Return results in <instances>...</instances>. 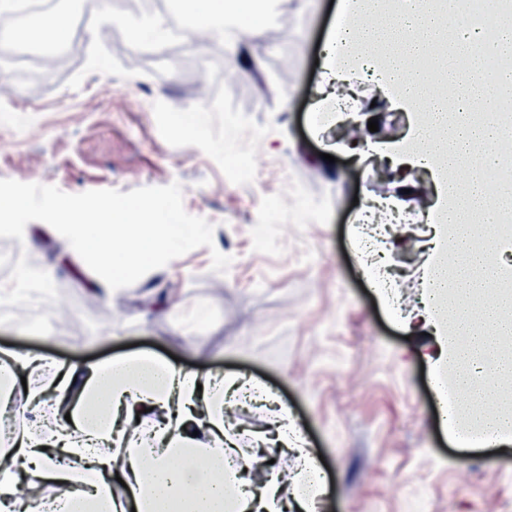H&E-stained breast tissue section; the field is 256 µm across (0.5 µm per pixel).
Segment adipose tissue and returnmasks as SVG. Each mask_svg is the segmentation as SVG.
Here are the masks:
<instances>
[{"mask_svg": "<svg viewBox=\"0 0 512 512\" xmlns=\"http://www.w3.org/2000/svg\"><path fill=\"white\" fill-rule=\"evenodd\" d=\"M271 0H195L188 18L199 31L233 29L238 40L259 34ZM452 0H350L351 23L339 51L323 62L325 98H349L353 74L369 68L382 91L413 116L410 133L386 148L395 172H428L435 202L426 209L431 263L419 315L434 329L437 370L459 398L454 429L478 430L487 446L512 445V402L489 409L484 397L512 398V226L493 192L468 167L512 159V130L497 112L512 99V64L496 80L481 77L483 60L505 56L512 25L483 41L477 28L449 26ZM45 232L66 237L78 257L97 261L99 295L111 298L130 274L159 264L185 245L184 225L166 224L161 207L139 204L129 224L109 203L64 207L47 200ZM232 376L198 372L149 354L55 365L46 389L70 420L51 430L23 431L0 453V506L18 503L20 487L42 493L51 512H283L282 487L270 473L240 480L224 430ZM43 389V390H46ZM43 390L34 389L31 399ZM123 480L122 495L112 486ZM84 489L66 493L68 484Z\"/></svg>", "mask_w": 512, "mask_h": 512, "instance_id": "1", "label": "adipose tissue"}]
</instances>
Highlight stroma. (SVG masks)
<instances>
[{
	"mask_svg": "<svg viewBox=\"0 0 512 512\" xmlns=\"http://www.w3.org/2000/svg\"><path fill=\"white\" fill-rule=\"evenodd\" d=\"M117 22L96 40L68 33L70 52L44 71L0 45V197L22 196L27 223L54 199L163 205L172 224L195 227L166 263L128 276L107 301L63 237L0 234L51 293L19 295L0 320V349L67 363L136 352L177 357L200 373L238 375L275 393L239 405L249 439L289 423L325 472L318 512H512V448H460L435 404L431 344L420 306L430 228L398 225L387 280L376 289L359 252L357 211L387 196L364 159L325 161L340 131L316 121V59L336 24L331 0H279L276 19L231 50L225 36L184 32L158 53L128 23L155 15L151 0H111ZM289 41H281V29ZM259 67L238 78L240 53ZM361 96L388 146L411 116L362 78ZM248 161L239 182L227 169ZM275 228L256 247L261 224Z\"/></svg>",
	"mask_w": 512,
	"mask_h": 512,
	"instance_id": "1",
	"label": "stroma"
}]
</instances>
